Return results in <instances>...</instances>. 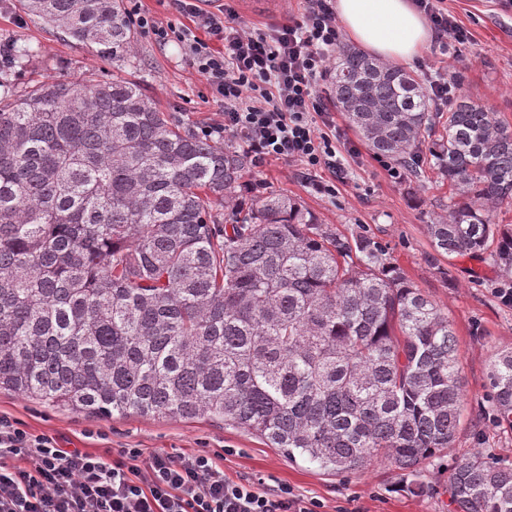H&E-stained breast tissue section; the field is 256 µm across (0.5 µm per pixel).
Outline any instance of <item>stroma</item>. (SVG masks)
Wrapping results in <instances>:
<instances>
[{
	"mask_svg": "<svg viewBox=\"0 0 512 512\" xmlns=\"http://www.w3.org/2000/svg\"><path fill=\"white\" fill-rule=\"evenodd\" d=\"M501 0H445L444 6L468 33L450 57L438 42L410 66L417 76L448 66L458 93L481 102L512 125V9ZM242 24L266 32L291 19H301L304 0H236ZM0 48L24 49V63L0 65V95L19 94L46 80L111 78L137 82L162 111L200 131L220 121L205 81L189 64L184 46L158 43L138 31L135 55L120 69L91 49L70 41L56 28L26 13L19 0H0ZM336 127L357 150L348 157L346 175L334 195L316 192L297 168L268 161L252 170L256 191H281L299 199L322 224L338 234L363 232L386 246L394 263L448 315L458 343L465 392L462 416L452 448L414 476L387 461L366 470L334 475L305 460L289 461L250 432L208 418L152 419L129 415L109 419L52 406L35 398L0 390V415L20 421L33 433L58 438L61 446L94 453L139 448L189 453L206 448L221 453L226 478L261 482L263 488L285 485L318 501L320 512H451L449 477L459 459L479 451L512 464V428L502 424L489 400L490 375L496 355L512 350V306L497 292L512 289V273L503 272L493 250L474 257L444 258L430 264L426 224L441 214L448 186L435 170L422 166L419 177L395 180L376 156L365 149L342 112Z\"/></svg>",
	"mask_w": 512,
	"mask_h": 512,
	"instance_id": "stroma-1",
	"label": "stroma"
}]
</instances>
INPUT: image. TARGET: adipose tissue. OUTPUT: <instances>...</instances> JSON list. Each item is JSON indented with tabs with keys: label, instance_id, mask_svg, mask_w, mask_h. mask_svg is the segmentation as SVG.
Here are the masks:
<instances>
[{
	"label": "adipose tissue",
	"instance_id": "obj_1",
	"mask_svg": "<svg viewBox=\"0 0 512 512\" xmlns=\"http://www.w3.org/2000/svg\"><path fill=\"white\" fill-rule=\"evenodd\" d=\"M346 35L376 58L410 65L432 37L425 17L411 0H336Z\"/></svg>",
	"mask_w": 512,
	"mask_h": 512
}]
</instances>
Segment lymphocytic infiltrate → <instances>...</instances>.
I'll return each mask as SVG.
<instances>
[{
	"mask_svg": "<svg viewBox=\"0 0 512 512\" xmlns=\"http://www.w3.org/2000/svg\"><path fill=\"white\" fill-rule=\"evenodd\" d=\"M443 2L414 0L439 43L465 42ZM169 3L192 28L174 33L138 13L133 20L156 40L173 36L185 46L222 115L208 134L231 135L259 163L344 174L336 122L316 91L341 37L335 0H306L302 20L264 33L238 22L231 0L213 11L200 0ZM0 512H317V503L285 486L270 493L227 479L207 450L146 458L122 448L113 458L59 447L54 436L0 416Z\"/></svg>",
	"mask_w": 512,
	"mask_h": 512,
	"instance_id": "1",
	"label": "lymphocytic infiltrate"
}]
</instances>
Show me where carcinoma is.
<instances>
[{"label":"carcinoma","mask_w":512,"mask_h":512,"mask_svg":"<svg viewBox=\"0 0 512 512\" xmlns=\"http://www.w3.org/2000/svg\"><path fill=\"white\" fill-rule=\"evenodd\" d=\"M22 2L99 58L133 56L123 0ZM329 73L370 152L448 182L431 260L495 241L512 270L493 222L512 207V127L466 96L435 112L417 75L343 44ZM253 166L128 80L1 97L0 389L101 418L208 417L336 474L379 459L421 473L461 417L448 314L379 242L249 191ZM491 391L512 428L511 351ZM449 490L455 512H512V466L477 451Z\"/></svg>","instance_id":"cac0c4a2"}]
</instances>
